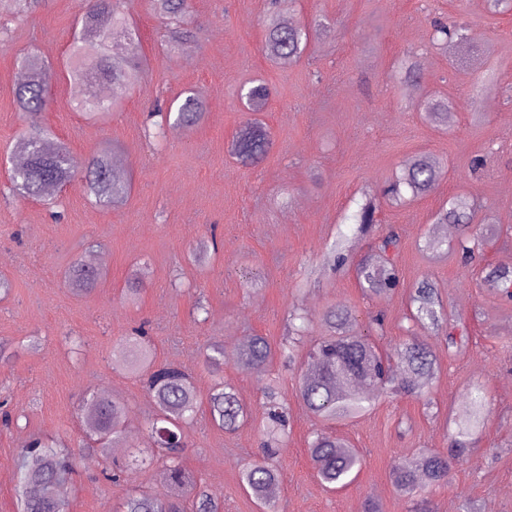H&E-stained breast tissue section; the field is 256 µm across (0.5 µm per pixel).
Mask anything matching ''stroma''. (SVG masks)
Returning <instances> with one entry per match:
<instances>
[{"instance_id":"1","label":"stroma","mask_w":512,"mask_h":512,"mask_svg":"<svg viewBox=\"0 0 512 512\" xmlns=\"http://www.w3.org/2000/svg\"><path fill=\"white\" fill-rule=\"evenodd\" d=\"M265 7V0H192L199 46L178 54L148 0H132L145 74L133 90H115L121 107L95 122L76 110L78 91L63 66L85 0H46L25 17L18 16L16 0H0V157L18 152L13 89L20 58L35 49L55 70L47 125L80 158L114 144L113 164L131 177L121 206H96L74 181L50 209L5 195L8 171L0 167V275L13 283L0 298V339L23 345L0 369V402L14 419L0 430V512H17V464L32 437L72 446L85 438L79 404L89 388L126 404L134 440L118 442L104 457L77 456L76 474L63 492L70 512H118L127 491L141 485L166 493L141 431L152 406L139 378L112 363L118 340L142 324L157 361L181 365L204 395L213 378L203 346L211 339L224 344V381L251 410V421L229 434L200 412L184 429L183 457L184 467L223 499L224 512H257L239 485V471L261 452L260 403L272 381L290 409L278 512H362L367 499L380 502L383 512H408L390 483L392 464L423 448L446 451L478 387L488 409L481 439L430 497L438 512H465L469 499L486 502L490 512H512V301L483 282L488 268H512V85H499L493 96L480 93L485 74L512 73V13L490 14L466 0H280L281 13L293 23L321 14L334 25L329 48L316 44L309 57L283 63L261 51ZM434 17L466 22L467 44L452 54L432 47ZM410 52L423 56L424 66L418 82L400 90L396 71ZM254 76L274 89L263 114L272 146L256 166L228 152L248 118L237 91ZM191 90L206 104L203 123L161 141L149 137L145 119L153 102ZM430 96L453 101L447 123L424 119L418 105ZM422 154L440 161L444 177L425 197L383 206L375 231L400 235L401 285L383 296L366 295L352 266L325 268L321 256L342 236L353 259L369 251L372 237L357 235L349 222L357 200ZM456 194L473 202L476 216L496 217L493 235L468 264L456 251L435 257L424 246L432 234L454 241L434 214ZM211 237L217 254L195 265L198 243ZM94 248L104 255L106 276L91 294L74 296L65 272ZM138 266L148 272L147 285L132 300L123 287ZM424 278L467 331L457 353H449L444 335L416 330L407 318L409 289ZM199 301L208 310L201 325L193 318ZM295 306L310 318L308 339L322 335L328 308L342 306L363 333H370L373 316L383 315V342L415 335L438 360L437 378L423 399L382 396L354 423L336 426L364 458L357 480L336 491L321 485L307 452L310 433L320 427L296 394L308 366L291 370L276 359L249 371L237 361L243 339L279 341ZM108 457L132 463L125 482L102 483Z\"/></svg>"}]
</instances>
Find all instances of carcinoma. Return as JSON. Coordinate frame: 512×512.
Instances as JSON below:
<instances>
[{"label": "carcinoma", "mask_w": 512, "mask_h": 512, "mask_svg": "<svg viewBox=\"0 0 512 512\" xmlns=\"http://www.w3.org/2000/svg\"><path fill=\"white\" fill-rule=\"evenodd\" d=\"M125 0H90L75 31L65 63L69 80L80 92L76 106L96 118L107 117L118 101L108 96L97 101L89 98L90 81L96 85L122 86L132 89L142 79L145 61L137 30L126 26L120 8ZM153 13L169 21L167 36L183 51L195 47L196 32L185 18L191 12V0H150ZM264 32L263 52L272 61H299L311 39L329 31V22L314 21L310 27L287 25L280 19L277 0L261 19ZM431 40L448 49L468 41L467 28L448 24L440 19L430 21ZM125 32L120 51L112 49L114 31ZM103 43L104 50L95 57L86 55V44ZM422 60L409 58L402 63L400 84L416 81ZM25 81L14 91L17 106L23 112L24 128L19 148L24 161L11 170L9 192L18 199H34L52 208L56 201L50 189L64 186L82 174L87 193L95 203L112 208L127 196L129 179L125 170L112 163V148L104 146L78 167L69 145L42 121L49 101V87L54 71L36 52L27 53L21 63ZM272 96L271 86L263 79H251L241 88L249 111H265ZM454 104L445 97L423 102L425 117L432 123L448 121ZM205 103L195 93H187L179 103L157 104L150 112L153 137L164 138L172 129H189L205 118ZM272 145L271 132L265 122L255 117L247 120L233 137L230 153L240 162L250 164L263 160ZM439 162L429 155L415 159L388 183L382 193L366 192L362 196L354 223L358 232L366 233L378 223L381 203L398 201L403 193L426 195L436 189L442 178ZM472 205L457 196L435 215L437 224L460 225L455 250L468 261L482 236L481 224L471 221ZM400 238L390 231L378 239L376 253L367 255L354 265L360 288L372 295H384L399 286L396 255ZM103 274L79 260L68 271L67 286L76 296L95 290ZM488 287L512 300V269L495 267L484 277ZM411 319L423 328L444 334L448 348L461 346L458 337L464 329L452 323L436 286L429 280L413 285L409 293ZM306 318L293 313L288 319L285 336L278 347L269 339L256 335L237 356L246 368L262 369L278 353L288 363L297 362L298 347L304 345ZM324 335L307 345L305 358L314 372L301 378L297 392L309 413L324 424L352 423L366 413L372 404V393L395 397H422L437 376V358L430 348L412 336L389 350L369 336L358 334L351 325V314L334 307L322 318ZM205 367L214 374L224 366V344L209 343L203 350ZM114 368L142 377L145 393L153 412L147 426V442L157 451L162 463L161 479L169 486L164 498L142 488L129 493L119 512H224L218 496L182 464L186 444L184 427L197 416L202 399L190 373L172 362H158L150 344L148 329L141 326L134 335L119 343L113 359ZM211 423L225 432L236 431L248 418V409L234 388L215 382L207 398ZM89 423L88 452H106L112 438L126 430L127 407L124 402L102 393L89 391L81 403ZM486 401L481 392L471 395L464 417L457 428L450 448L445 453L421 450L412 457L398 459L389 477L397 491L413 502L410 512H436L424 494L448 481L454 463L460 461L478 442L485 423ZM262 459L240 470V487L265 512H276L274 492L282 474L273 462L289 424L288 404L279 387L269 385L264 393ZM308 455L316 476L330 490L345 488L355 482L363 465L361 452L342 435L315 430L308 440ZM76 454L61 441L36 436L22 449L17 467L16 497L21 512H69L68 504L59 495V488L69 483L74 474Z\"/></svg>", "instance_id": "obj_1"}]
</instances>
